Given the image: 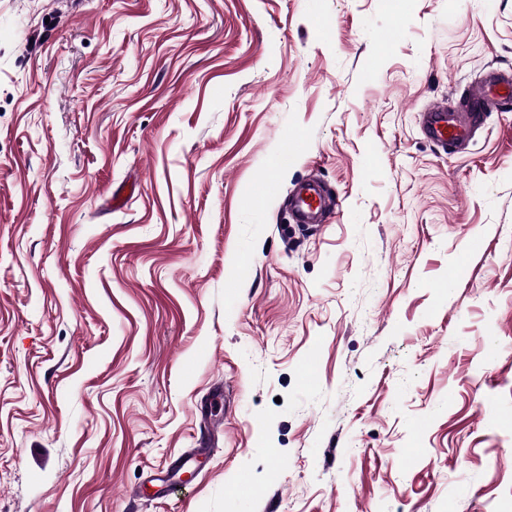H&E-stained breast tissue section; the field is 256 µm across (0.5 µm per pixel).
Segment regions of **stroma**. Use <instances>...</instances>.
<instances>
[{
    "label": "stroma",
    "mask_w": 512,
    "mask_h": 512,
    "mask_svg": "<svg viewBox=\"0 0 512 512\" xmlns=\"http://www.w3.org/2000/svg\"><path fill=\"white\" fill-rule=\"evenodd\" d=\"M491 66L512 0H0V512H512V106L420 129ZM326 194L318 181L302 185L295 194L294 208L299 224H327L331 210L322 204Z\"/></svg>",
    "instance_id": "obj_1"
}]
</instances>
